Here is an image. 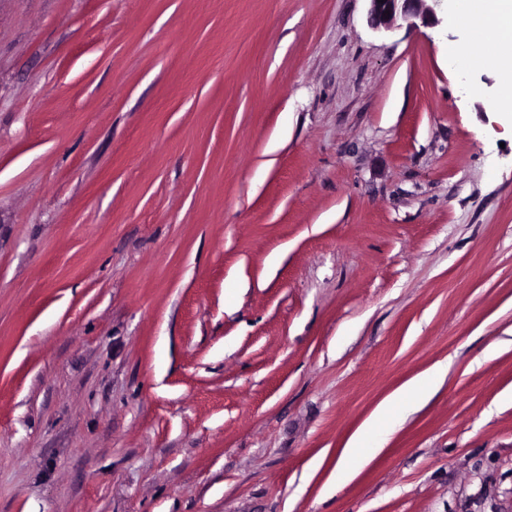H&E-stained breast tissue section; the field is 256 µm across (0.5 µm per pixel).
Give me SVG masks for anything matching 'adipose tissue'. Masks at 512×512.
<instances>
[{"mask_svg":"<svg viewBox=\"0 0 512 512\" xmlns=\"http://www.w3.org/2000/svg\"><path fill=\"white\" fill-rule=\"evenodd\" d=\"M450 10L469 34L470 46L465 52L449 47V58L459 66L477 59L494 67L501 76L494 106L498 111L512 112V58L495 51L497 44L512 41V0H453ZM395 409V402L383 404L349 439L336 466V484L351 480L358 465L381 450Z\"/></svg>","mask_w":512,"mask_h":512,"instance_id":"ef3b65f1","label":"adipose tissue"}]
</instances>
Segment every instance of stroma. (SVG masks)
<instances>
[{
    "label": "stroma",
    "mask_w": 512,
    "mask_h": 512,
    "mask_svg": "<svg viewBox=\"0 0 512 512\" xmlns=\"http://www.w3.org/2000/svg\"><path fill=\"white\" fill-rule=\"evenodd\" d=\"M368 7L0 0V512H512V116ZM438 378L439 373L432 371L423 378L411 381L393 401L383 404L372 414L370 419L349 439L343 449L336 466L334 485L347 483L357 473V467L361 462L381 450L389 423L396 409V403L405 398L409 404H416Z\"/></svg>",
    "instance_id": "obj_1"
}]
</instances>
